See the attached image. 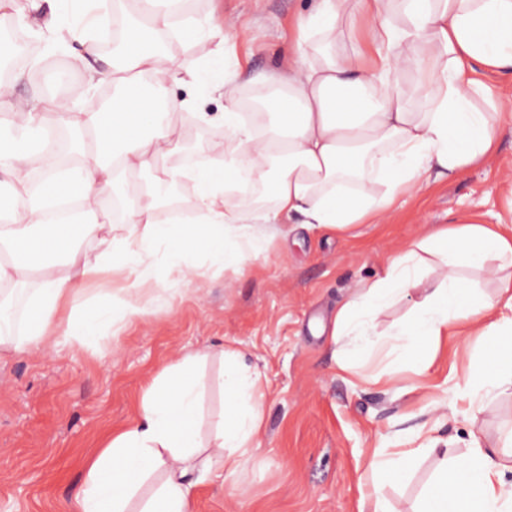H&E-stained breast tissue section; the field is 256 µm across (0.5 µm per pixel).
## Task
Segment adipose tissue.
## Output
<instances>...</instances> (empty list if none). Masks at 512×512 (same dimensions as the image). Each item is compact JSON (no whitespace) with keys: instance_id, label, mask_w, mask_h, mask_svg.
Returning <instances> with one entry per match:
<instances>
[{"instance_id":"ef3b65f1","label":"adipose tissue","mask_w":512,"mask_h":512,"mask_svg":"<svg viewBox=\"0 0 512 512\" xmlns=\"http://www.w3.org/2000/svg\"><path fill=\"white\" fill-rule=\"evenodd\" d=\"M176 0H125L112 65L97 82L112 85V105L73 111L63 95L26 109L0 82V352L40 355L59 341L80 344L115 332L126 319L164 306L152 291L169 267L192 286L203 256L235 264L265 254L254 224L300 220L343 229L386 216L397 195L427 177L446 178L484 162L497 147L512 101L495 98L477 69L512 77V0H317L297 25L288 63L269 74L227 70L225 43L188 64L170 66L156 39L197 43L203 25ZM44 11V26H65L62 52L93 56L110 15L87 13L83 0H0V17ZM222 91V111L205 106ZM274 116H244L245 103ZM75 134L77 162L66 165L44 143V116ZM180 114L223 129L232 148L220 162L175 170L165 163L182 140ZM222 168L225 179L214 176ZM45 176L32 182L33 171ZM192 183L193 199L180 197ZM117 199L128 234L101 221ZM453 257L434 287L423 289L405 322L376 333L380 316L418 283L425 255ZM498 262L495 295L475 296L459 268ZM117 273L130 282L113 287ZM468 325L489 339L465 380L494 398L512 392V234L489 224H454L394 252L384 275L361 283L336 311L333 334L349 338L336 364L347 371L365 351L426 372L443 337ZM224 409L208 440L189 426L199 407L193 380L201 353L184 355L145 387L136 422L105 441L86 468L78 512H192L208 476L243 490L245 462L263 423L265 393L242 353L220 349ZM416 448H372V491L358 512H389L379 484L405 473ZM512 432L502 449L474 444L455 463L440 461L418 512H512Z\"/></svg>"}]
</instances>
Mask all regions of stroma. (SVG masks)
<instances>
[{
    "label": "stroma",
    "instance_id": "1",
    "mask_svg": "<svg viewBox=\"0 0 512 512\" xmlns=\"http://www.w3.org/2000/svg\"><path fill=\"white\" fill-rule=\"evenodd\" d=\"M315 0H195L216 37L227 38L252 73L282 66L298 19ZM15 69L18 106L33 104L69 76V96L82 102L90 70L110 56L83 60L50 53L47 38ZM184 138L167 163L175 167L223 156L222 132L183 120ZM481 224L512 221V119L493 157L449 178L432 180L399 197L384 218L345 229L292 224L273 235L266 255L240 269L208 260L194 286L165 290L166 305L148 319L128 321L116 334L80 345L60 343L46 354H0V512H76L75 495L88 462L105 438L136 420L144 386L188 353L208 359L201 433L224 403L222 364L209 349H235L261 374L264 423L246 463L247 491L218 478L195 489L194 512H358L366 449L418 448L430 427L449 461L466 456L474 439L512 428V397L483 403L470 419L463 384L479 337L461 330L443 341L425 374L397 364L386 381L366 374L385 366L380 356L359 359L358 372L338 369L332 336L336 309L361 282L382 275L391 253L457 217ZM437 458L420 455L381 491L390 512H415Z\"/></svg>",
    "mask_w": 512,
    "mask_h": 512
}]
</instances>
